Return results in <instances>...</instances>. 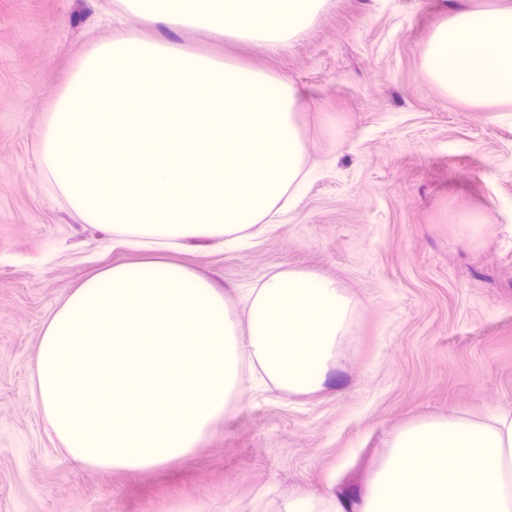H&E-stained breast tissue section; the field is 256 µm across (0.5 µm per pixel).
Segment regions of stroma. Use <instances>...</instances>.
I'll return each instance as SVG.
<instances>
[{
    "mask_svg": "<svg viewBox=\"0 0 512 512\" xmlns=\"http://www.w3.org/2000/svg\"><path fill=\"white\" fill-rule=\"evenodd\" d=\"M458 0H327L279 50L144 22L114 0H0V512H284L348 501L388 439L430 418L512 410V101L456 100L425 73ZM136 34L292 80L307 187L244 247L174 259L233 313L274 267L335 278L348 334L324 387L254 383L187 458L100 470L64 459L31 401L44 324L70 288L128 260L52 192L48 109L94 44Z\"/></svg>",
    "mask_w": 512,
    "mask_h": 512,
    "instance_id": "stroma-1",
    "label": "stroma"
}]
</instances>
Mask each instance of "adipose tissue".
Listing matches in <instances>:
<instances>
[{"mask_svg": "<svg viewBox=\"0 0 512 512\" xmlns=\"http://www.w3.org/2000/svg\"><path fill=\"white\" fill-rule=\"evenodd\" d=\"M149 23L269 49L326 0H119ZM429 78L471 103L512 99V8H464L433 33ZM290 80L125 34L79 60L46 117L40 165L81 221L140 259L67 294L44 327L32 400L72 462L139 471L189 456L252 365L277 387H323L351 306L336 280L283 268L250 288L243 319L172 261L188 241L234 245L305 180ZM512 411L403 426L355 507L312 491L285 512H512Z\"/></svg>", "mask_w": 512, "mask_h": 512, "instance_id": "ef3b65f1", "label": "adipose tissue"}]
</instances>
